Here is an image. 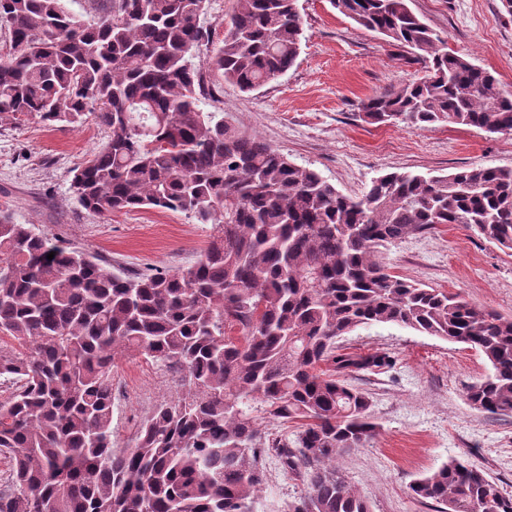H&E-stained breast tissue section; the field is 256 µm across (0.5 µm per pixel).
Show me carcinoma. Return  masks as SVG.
<instances>
[{
  "label": "carcinoma",
  "instance_id": "cac0c4a2",
  "mask_svg": "<svg viewBox=\"0 0 512 512\" xmlns=\"http://www.w3.org/2000/svg\"><path fill=\"white\" fill-rule=\"evenodd\" d=\"M0 0V120L81 126L109 140L73 170L88 212L144 207L210 224L185 269L114 273L0 209V454L12 466L0 512H256L265 457L305 486L286 512H370L336 458L378 435L370 397L349 377L393 365L336 352L359 327L394 324L462 343L487 371L475 409L512 415V319L392 275L382 249L440 224L512 249V168L393 172L341 193L263 138L201 108L203 69L243 92L295 63L297 0H239L207 66L208 0ZM357 26L419 53L427 74L372 96L363 117L512 136V93L446 42L408 0H331ZM53 259H47L49 253ZM128 352L178 374L182 393L112 439V367ZM264 422L296 424L292 435ZM438 512H512V495L450 457L416 480Z\"/></svg>",
  "mask_w": 512,
  "mask_h": 512
}]
</instances>
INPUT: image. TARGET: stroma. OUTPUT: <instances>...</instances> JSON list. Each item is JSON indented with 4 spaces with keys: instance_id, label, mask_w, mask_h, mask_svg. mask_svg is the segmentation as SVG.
<instances>
[{
    "instance_id": "obj_1",
    "label": "stroma",
    "mask_w": 512,
    "mask_h": 512,
    "mask_svg": "<svg viewBox=\"0 0 512 512\" xmlns=\"http://www.w3.org/2000/svg\"><path fill=\"white\" fill-rule=\"evenodd\" d=\"M303 22L300 54L283 75L245 93L211 76L203 109L255 134L301 166L317 170L340 192L361 195L371 180L395 171L450 173L460 167H512V136L438 124L425 130L368 124L364 100L421 79L425 70L408 49L358 28L330 0H297ZM411 10L469 54L512 92V13L503 0H408ZM89 122L52 127L34 120H0V207L66 245L98 256L113 272L192 265L213 229L183 213L138 209L101 217L70 191L72 170L108 138ZM390 272L512 317V250L475 231L443 224L384 250ZM339 345L347 352H384L392 368L362 374L379 434L336 462L365 495L371 512H435L414 499L412 482L455 457L483 469L512 494V416L474 409L465 387L485 373L477 352L393 324L360 327ZM112 430L118 447L133 446L138 425L163 401L176 398V374L131 353L112 370ZM257 512H283L302 491L299 481L267 462Z\"/></svg>"
}]
</instances>
